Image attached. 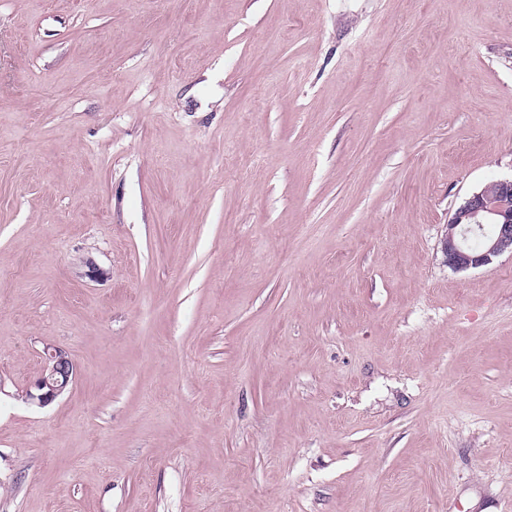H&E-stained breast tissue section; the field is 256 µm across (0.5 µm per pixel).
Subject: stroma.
Wrapping results in <instances>:
<instances>
[{
	"label": "stroma",
	"mask_w": 512,
	"mask_h": 512,
	"mask_svg": "<svg viewBox=\"0 0 512 512\" xmlns=\"http://www.w3.org/2000/svg\"><path fill=\"white\" fill-rule=\"evenodd\" d=\"M511 176L512 0H0V512H512ZM483 224L493 225L479 249L469 245V234ZM448 267L461 272L487 266L504 253L512 254V176L485 184L454 210L441 241ZM43 371L26 391V401L39 408L52 404L64 394L76 377V367L68 354L57 346L43 350Z\"/></svg>",
	"instance_id": "1"
}]
</instances>
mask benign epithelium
I'll return each mask as SVG.
<instances>
[{"mask_svg":"<svg viewBox=\"0 0 512 512\" xmlns=\"http://www.w3.org/2000/svg\"><path fill=\"white\" fill-rule=\"evenodd\" d=\"M485 224L498 226V233L484 238L478 249L470 247L469 234ZM448 267L456 272L487 266L504 253L512 254V177L485 184L454 210L441 241ZM76 377V367L57 346L43 350V371L26 391V401L39 408L64 394Z\"/></svg>","mask_w":512,"mask_h":512,"instance_id":"obj_1","label":"benign epithelium"}]
</instances>
